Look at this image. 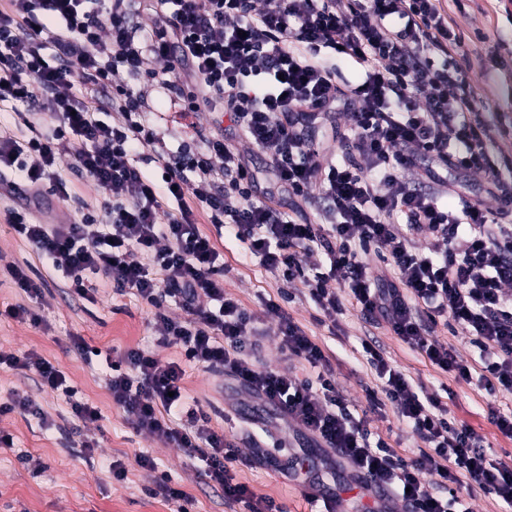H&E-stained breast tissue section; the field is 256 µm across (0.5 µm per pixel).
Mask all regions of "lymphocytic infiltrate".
<instances>
[{
  "label": "lymphocytic infiltrate",
  "mask_w": 512,
  "mask_h": 512,
  "mask_svg": "<svg viewBox=\"0 0 512 512\" xmlns=\"http://www.w3.org/2000/svg\"><path fill=\"white\" fill-rule=\"evenodd\" d=\"M461 46L447 0H9L0 11V102L32 103L27 137L0 134V189L39 207L43 183L60 178L55 144L65 139L102 198L78 221L6 220L73 293L107 279L154 307L162 343L182 359L128 349L107 365L112 401L137 431L202 462L225 502L283 512L235 481L236 449L186 407L188 365L233 378L259 410L303 429L305 448L277 466L287 478L359 484L375 497L368 512H393L397 499L404 512H452L476 489L512 507V462L490 460L472 426L372 343L362 349L381 387L367 394L369 414L410 426L424 444L415 456L355 415L329 355L276 303L266 312L283 359L307 375L248 364L264 331L226 295L224 254L198 228L230 225L324 320L356 308L455 380L476 375L490 397L511 395L512 225L497 216L512 211V150L490 149ZM338 59L353 79L339 76ZM128 75L146 86L130 88ZM153 90L182 111L229 118L234 138L201 126L202 148L184 162L151 125ZM104 96L108 122L95 109ZM141 147L162 186L139 166ZM14 170L20 181L2 179ZM166 299L179 315L163 310ZM440 326L467 332L478 358L439 343ZM2 364L71 396L78 422L98 421L36 352L0 353Z\"/></svg>",
  "instance_id": "f902f5d3"
}]
</instances>
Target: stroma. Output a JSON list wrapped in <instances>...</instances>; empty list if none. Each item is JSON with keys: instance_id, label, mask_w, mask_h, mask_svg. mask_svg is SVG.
<instances>
[{"instance_id": "stroma-1", "label": "stroma", "mask_w": 512, "mask_h": 512, "mask_svg": "<svg viewBox=\"0 0 512 512\" xmlns=\"http://www.w3.org/2000/svg\"><path fill=\"white\" fill-rule=\"evenodd\" d=\"M448 13L466 50H477L487 59L486 64H472L467 72L472 85H488L493 90L482 101L485 119L512 136V14L505 12L501 0H466L463 8L449 6ZM155 107V124L169 147L199 151L191 116L175 111L162 99L156 100ZM61 174L65 191L45 184L43 206L80 219L85 209L97 206L99 194L90 181L77 177L70 168H63ZM27 207L25 199L0 195V351H34L58 366L69 377L77 399L95 405L100 418L89 434L79 433L64 395L40 388L21 371L0 366V404L14 395L27 394L43 412L39 418L0 413V431L13 437L12 447H0V512H174L173 501L149 495L155 474L134 464L135 455L142 451L157 458L170 475L173 488L192 497L190 512H242L240 505L225 504L221 493L207 485L199 461L173 445L137 432L113 403L104 366L85 364L71 352V339L78 336L114 361L131 348L150 351L164 363L181 358L179 347L159 344L153 307L131 291L101 283L88 297L69 295L62 280L48 271L5 222L8 211L22 212ZM199 229L213 236L224 253L225 292L257 317H264L266 302L280 301L282 281L246 259L243 245L233 234L217 235L215 227L206 223ZM13 265L24 267L40 286L38 298L29 299L15 288L7 273ZM281 303L319 344L329 348L348 400L356 409L365 408L366 391L377 387L378 380L370 373L361 347L364 323L359 312L347 309L337 316L335 326L328 327L319 324L320 313L309 298L301 296ZM15 304L31 308L42 317V324L5 316L6 306ZM373 334L394 366L426 392L437 395L452 415L483 436L491 458L512 459V439L502 436L488 419L490 406L504 412L512 410V395L489 404L478 380L455 381L386 327L374 329ZM184 387L188 403L206 413L212 428L238 448L241 460L231 469L236 481L257 495L274 499L285 512H322L323 501L308 499L298 481L285 478L275 467L276 462L286 461L289 450L297 445L296 433L274 426L261 429L251 418L250 401L236 393L231 380L190 366ZM89 435L97 442L91 453L82 447ZM113 460L128 465L125 480L109 474L108 464Z\"/></svg>"}]
</instances>
